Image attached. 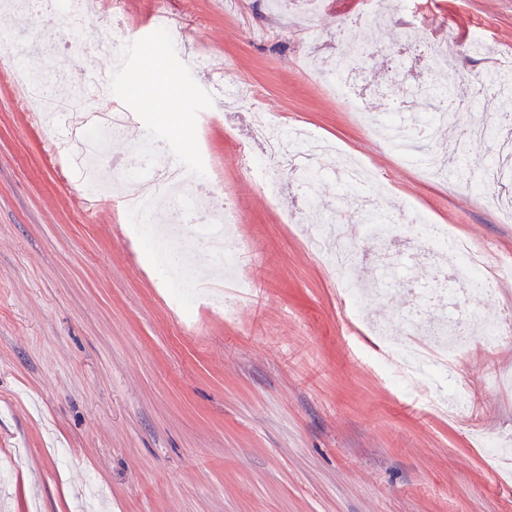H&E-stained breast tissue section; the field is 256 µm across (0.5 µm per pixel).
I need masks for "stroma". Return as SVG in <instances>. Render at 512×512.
<instances>
[{
  "mask_svg": "<svg viewBox=\"0 0 512 512\" xmlns=\"http://www.w3.org/2000/svg\"><path fill=\"white\" fill-rule=\"evenodd\" d=\"M384 2L378 26L363 22L365 0H286L276 13L267 0H118L79 34L61 18L23 30L32 73L45 68L39 43L122 36L121 73L92 63L131 118L107 139L105 159L150 141L210 168L218 185L198 212L233 208L226 230L249 249L236 276L248 294L228 315L210 301L218 278L180 302L161 278L146 230L165 197L128 213L115 186L87 204L78 170L48 149L53 131L20 107L13 56L0 50V463L9 467L0 512H512V469L485 449L489 436L512 443V389L491 383L512 375V338L490 353L473 345L460 363L456 381L479 405L470 421L440 412L418 382L394 387L370 331L409 307L434 310L430 289L460 263L436 256L404 214L448 225L495 269L512 262V223L492 199L512 197V181L473 190L454 171L444 183L425 179L316 71L321 56L344 54L348 27L368 48L354 78L363 112L406 116L417 91L468 82L482 109L449 113L448 124L472 162L491 160L492 140L471 130L500 107L485 83L512 68V0ZM441 42L449 61L435 74L425 58ZM134 77L152 78L141 92L159 104L176 91L174 114L141 111L124 90ZM210 81L222 96L196 93ZM242 83L256 87L257 104L239 100ZM256 106L275 118L270 134L302 125L379 174L364 191L405 247L380 248L357 222L346 231L371 262L409 273L388 297H366L361 318L309 246L336 212L338 180L283 170L270 200L262 173L240 157L255 142Z\"/></svg>",
  "mask_w": 512,
  "mask_h": 512,
  "instance_id": "stroma-1",
  "label": "stroma"
}]
</instances>
